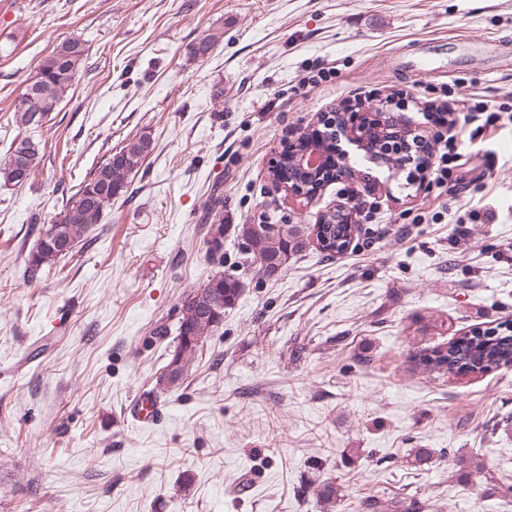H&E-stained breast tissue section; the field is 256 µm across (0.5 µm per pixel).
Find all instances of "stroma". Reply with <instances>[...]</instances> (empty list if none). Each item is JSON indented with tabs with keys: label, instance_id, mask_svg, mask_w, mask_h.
<instances>
[{
	"label": "stroma",
	"instance_id": "stroma-1",
	"mask_svg": "<svg viewBox=\"0 0 512 512\" xmlns=\"http://www.w3.org/2000/svg\"><path fill=\"white\" fill-rule=\"evenodd\" d=\"M217 43L203 57L192 46ZM512 41V0H0V161L42 59H84L30 136L42 156L0 182V512H334L413 495L426 512H512V367L412 371L410 351L512 318V118L463 144V184L353 156L354 182L311 201L276 192L268 161L317 117L404 93L400 124L452 94L458 113L512 108V72L469 43ZM445 71H422L426 61ZM329 81L308 84L320 70ZM154 149L88 239L26 282L35 225L135 135ZM224 194V268L242 294L164 416L124 414L174 348L180 299L212 271L205 203ZM360 195L362 231L266 278L238 267L237 224H317ZM370 344V360L357 353ZM413 448L437 455L424 471ZM191 485H184V475Z\"/></svg>",
	"mask_w": 512,
	"mask_h": 512
}]
</instances>
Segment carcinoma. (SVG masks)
Wrapping results in <instances>:
<instances>
[{
  "mask_svg": "<svg viewBox=\"0 0 512 512\" xmlns=\"http://www.w3.org/2000/svg\"><path fill=\"white\" fill-rule=\"evenodd\" d=\"M85 55L81 42L69 40L56 47L44 58L36 75L26 87L15 112L23 127L40 126L53 112L71 82ZM153 150V140L144 133L127 140L105 162L94 168L81 182L77 191L66 199L52 223L42 227L35 250L27 262V278L34 280L45 267L67 256L64 246L74 249L98 223L104 208L128 191V178L139 169ZM40 165L39 146L27 137L11 143L8 157L0 163V179L6 184L21 186L35 174ZM305 178L294 163L272 172V184L287 185ZM234 233L242 240V264L255 266L265 277H272L288 267V261L307 252L311 231L302 224H237ZM358 224L352 212L336 211L325 223L317 225V233L336 245L326 254H342L350 246ZM207 255L216 269L202 287L219 308L218 314L198 308L185 296L181 299L175 325V345L169 361L178 363L179 375L157 376L155 388L171 391L180 387L199 352L221 325V315L235 306L242 293L240 277L224 271V220L212 222L208 230ZM416 370L426 373L487 374L512 367V318L481 330L472 328L446 343L416 352L408 357ZM435 450L414 448L409 464L424 470L432 464ZM317 500L329 509L336 505L339 489L333 481L323 480L314 488ZM362 512H423L425 505L416 497L385 499L369 495L361 502Z\"/></svg>",
  "mask_w": 512,
  "mask_h": 512,
  "instance_id": "cac0c4a2",
  "label": "carcinoma"
}]
</instances>
